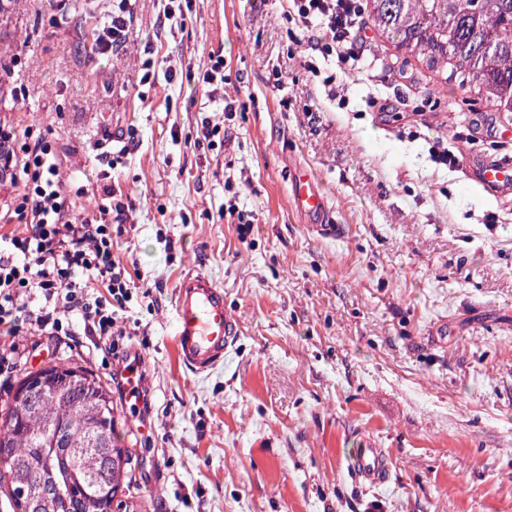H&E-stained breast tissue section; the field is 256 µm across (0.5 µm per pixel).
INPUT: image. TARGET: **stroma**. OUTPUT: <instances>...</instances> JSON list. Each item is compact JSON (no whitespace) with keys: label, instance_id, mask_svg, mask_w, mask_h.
<instances>
[{"label":"stroma","instance_id":"obj_1","mask_svg":"<svg viewBox=\"0 0 512 512\" xmlns=\"http://www.w3.org/2000/svg\"><path fill=\"white\" fill-rule=\"evenodd\" d=\"M187 3L178 25L142 0L109 57L85 38L84 0L0 6V55L27 58L25 98L0 102V119L47 129L63 177L119 187L128 214L113 249L135 284L124 345L144 360L151 403L142 419L113 399L132 495L148 512H512V187L474 180L512 161V115L375 30L374 68L349 72L306 49L282 0ZM217 53L224 89L207 93L198 78ZM106 137L135 145L109 171ZM439 140L458 167L434 162ZM298 165L340 235L291 211ZM191 270L223 289L239 332L205 375L173 343ZM90 345L70 337L54 358L110 380ZM365 444L390 459L384 486L349 473Z\"/></svg>","mask_w":512,"mask_h":512}]
</instances>
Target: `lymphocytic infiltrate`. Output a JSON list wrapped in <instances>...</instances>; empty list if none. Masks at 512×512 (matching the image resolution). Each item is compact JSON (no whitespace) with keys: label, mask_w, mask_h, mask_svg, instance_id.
Segmentation results:
<instances>
[{"label":"lymphocytic infiltrate","mask_w":512,"mask_h":512,"mask_svg":"<svg viewBox=\"0 0 512 512\" xmlns=\"http://www.w3.org/2000/svg\"><path fill=\"white\" fill-rule=\"evenodd\" d=\"M107 23L87 35L99 54L120 50L138 0H88ZM285 15L309 30L311 50L360 63L367 35L362 0H285ZM0 335L89 336L95 352L117 353L132 278L112 254V228L127 220L112 205L76 211L46 133L0 121Z\"/></svg>","instance_id":"lymphocytic-infiltrate-1"}]
</instances>
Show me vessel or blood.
<instances>
[{
    "label": "vessel or blood",
    "mask_w": 512,
    "mask_h": 512,
    "mask_svg": "<svg viewBox=\"0 0 512 512\" xmlns=\"http://www.w3.org/2000/svg\"><path fill=\"white\" fill-rule=\"evenodd\" d=\"M479 182L491 193L512 184V165L486 166ZM289 205L313 230L337 232V225L331 222L326 194L316 176L305 167L293 171ZM236 340V326L224 308L223 289L203 273L193 270L184 273L176 294L174 324L175 349L181 363L195 373H206L230 354ZM349 470L359 483L382 485L389 479L387 454L381 448L359 449Z\"/></svg>",
    "instance_id": "obj_1"
}]
</instances>
